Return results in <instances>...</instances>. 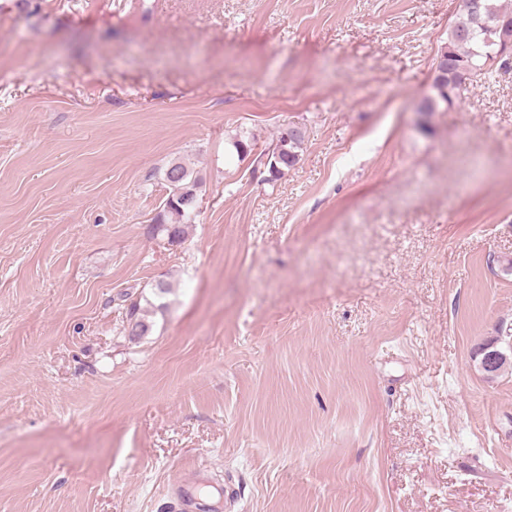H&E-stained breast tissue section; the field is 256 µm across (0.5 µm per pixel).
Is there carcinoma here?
<instances>
[{
  "label": "carcinoma",
  "mask_w": 512,
  "mask_h": 512,
  "mask_svg": "<svg viewBox=\"0 0 512 512\" xmlns=\"http://www.w3.org/2000/svg\"><path fill=\"white\" fill-rule=\"evenodd\" d=\"M473 0H459L448 39L438 49L432 81L433 92L419 106L425 113L448 110L458 105L474 83L497 64L512 57V5L502 0H482V8L474 11ZM288 139L287 152L276 156L274 148L267 152L266 183L276 182L288 169L297 165L305 142V132L298 129L281 132L277 140ZM167 197L154 218L153 232L177 243L185 236L188 224L196 217L200 178L183 162L174 159L163 169ZM170 284L159 280L152 285V295L160 300L153 311H164L163 299L170 294ZM154 321L149 311L135 301L128 307L123 332L129 340L139 342L150 335Z\"/></svg>",
  "instance_id": "1"
}]
</instances>
